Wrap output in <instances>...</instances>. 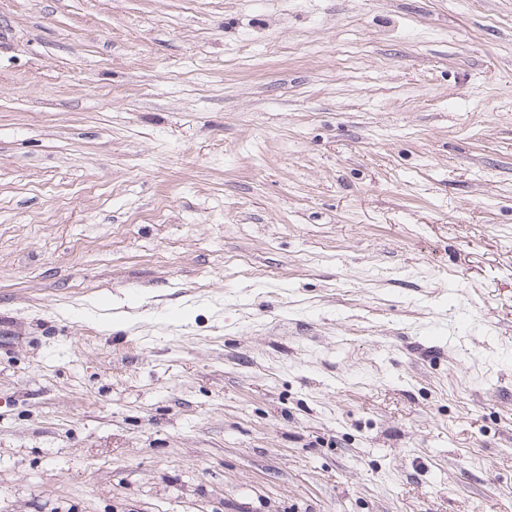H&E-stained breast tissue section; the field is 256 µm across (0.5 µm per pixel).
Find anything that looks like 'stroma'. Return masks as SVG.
I'll list each match as a JSON object with an SVG mask.
<instances>
[{"label":"stroma","instance_id":"35a3bbf8","mask_svg":"<svg viewBox=\"0 0 512 512\" xmlns=\"http://www.w3.org/2000/svg\"><path fill=\"white\" fill-rule=\"evenodd\" d=\"M0 512H512V0H0Z\"/></svg>","mask_w":512,"mask_h":512}]
</instances>
